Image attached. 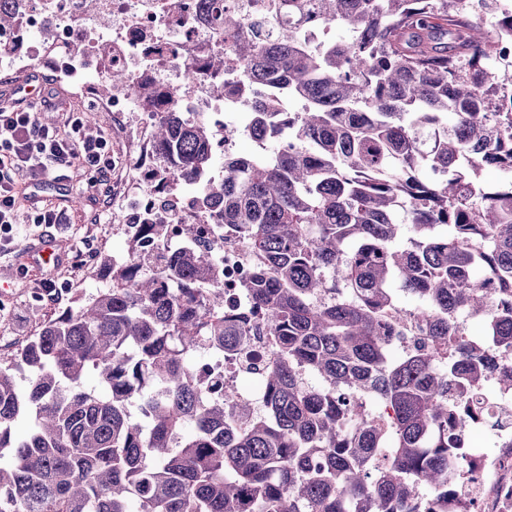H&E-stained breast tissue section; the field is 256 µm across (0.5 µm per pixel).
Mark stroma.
I'll use <instances>...</instances> for the list:
<instances>
[{
  "instance_id": "obj_1",
  "label": "stroma",
  "mask_w": 512,
  "mask_h": 512,
  "mask_svg": "<svg viewBox=\"0 0 512 512\" xmlns=\"http://www.w3.org/2000/svg\"><path fill=\"white\" fill-rule=\"evenodd\" d=\"M25 86L37 88L44 101L38 110L42 123L59 124L63 111L83 106L71 86L58 79L50 62L40 60L0 78V101L13 98ZM89 180V174L81 172L64 180H47L44 189L37 191L28 179H19L18 236L10 252H0V353L18 351L43 320L70 305L75 291L95 290L91 270L80 260L81 249L124 253L126 237L113 221L112 202L90 189ZM49 208L65 211L67 224L55 229L30 223V216ZM47 238L55 242L54 262L31 261L30 246ZM48 280L57 291L51 302L42 295Z\"/></svg>"
}]
</instances>
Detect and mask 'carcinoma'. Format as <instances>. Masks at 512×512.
Instances as JSON below:
<instances>
[{
  "instance_id": "carcinoma-1",
  "label": "carcinoma",
  "mask_w": 512,
  "mask_h": 512,
  "mask_svg": "<svg viewBox=\"0 0 512 512\" xmlns=\"http://www.w3.org/2000/svg\"><path fill=\"white\" fill-rule=\"evenodd\" d=\"M209 2L241 79L301 103L268 160L216 157L179 112L152 129L162 186L220 163L198 206L259 258L244 302L226 312L200 246L144 252L167 224L139 225L122 262L101 255L99 288L0 356V512H467L470 430L512 448V418L470 398L512 392V362L456 345L440 363L437 346L467 312L512 348V182L480 179L512 174V79L487 66L512 13L490 29L470 0H268L249 21ZM312 26L350 37L314 52ZM275 106L249 111L276 139ZM413 313L430 342L393 359ZM261 335L276 353L254 407L206 368Z\"/></svg>"
}]
</instances>
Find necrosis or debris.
<instances>
[{
	"label": "necrosis or debris",
	"mask_w": 512,
	"mask_h": 512,
	"mask_svg": "<svg viewBox=\"0 0 512 512\" xmlns=\"http://www.w3.org/2000/svg\"><path fill=\"white\" fill-rule=\"evenodd\" d=\"M175 14L167 0H17L19 26L0 32L9 45L0 55V69H18L36 59L51 61L57 73L75 80L88 111L107 112L123 126L136 144L133 177L112 191L124 217V231L133 234L137 225L166 221L196 225L200 238L224 272L226 306L238 308L256 263L243 239L226 235L217 213H206L196 204L204 182L186 181L174 195V208L159 209L156 193L148 187L153 179L156 151L148 133L161 112H183L190 123L209 127L213 148L220 153L233 149L238 138L251 135L245 111L249 94L238 91L236 71L215 72L211 57L224 53V42L215 36L203 16V0H183ZM109 55H99L101 46ZM122 72L124 86L102 96L89 84V74ZM223 94H214L217 83ZM151 83L162 96L155 109L138 105L136 89ZM272 339L255 337L241 352L225 355L209 368L211 377L223 380L228 392H239L249 381V400L263 398L259 372L273 357ZM468 512H512V448H502L490 458L480 457L472 474Z\"/></svg>",
	"instance_id": "1"
}]
</instances>
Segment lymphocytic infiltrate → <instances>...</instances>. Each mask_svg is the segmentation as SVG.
<instances>
[{
    "instance_id": "1",
    "label": "lymphocytic infiltrate",
    "mask_w": 512,
    "mask_h": 512,
    "mask_svg": "<svg viewBox=\"0 0 512 512\" xmlns=\"http://www.w3.org/2000/svg\"><path fill=\"white\" fill-rule=\"evenodd\" d=\"M69 168L92 172L97 185H111V137L93 130L80 111L67 112L61 127L50 128L39 122L36 105H0V248L15 240L16 175L40 181Z\"/></svg>"
}]
</instances>
